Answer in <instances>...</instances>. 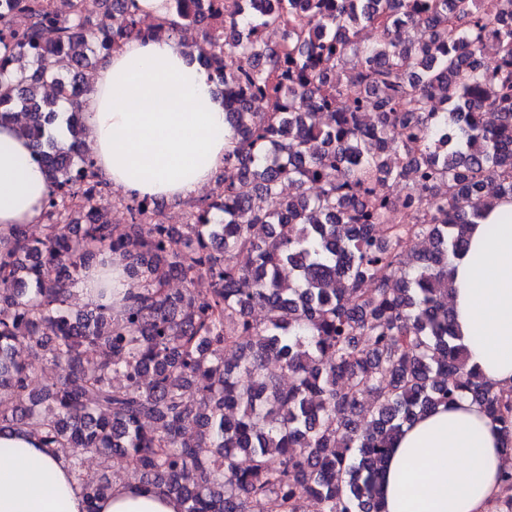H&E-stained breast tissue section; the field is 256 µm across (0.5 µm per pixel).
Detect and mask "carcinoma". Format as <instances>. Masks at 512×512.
<instances>
[{
  "label": "carcinoma",
  "instance_id": "1",
  "mask_svg": "<svg viewBox=\"0 0 512 512\" xmlns=\"http://www.w3.org/2000/svg\"><path fill=\"white\" fill-rule=\"evenodd\" d=\"M65 2L0 4V126L15 122L6 103L29 113L22 131L52 187L42 239L0 228V436L30 433L63 455L88 512L112 486L84 473L86 454L126 457L132 480L182 512H303L307 499L380 512L396 436L463 395L511 453L512 388L468 365L442 299L486 199L512 198V0H171L148 31L138 0H99L94 18ZM407 27L420 33L410 44ZM190 28L234 144L218 199L165 224L129 197L120 236L79 223L101 184L88 182L84 96L46 97L40 67L7 79L10 64L36 50L56 58L58 84L86 87L95 47ZM286 182L318 193L285 198ZM420 235L431 250L400 268L403 241ZM108 257L131 280L123 310L72 312L74 272ZM171 277L185 288L169 292ZM20 345L55 368L50 384ZM270 357L291 385L266 370Z\"/></svg>",
  "mask_w": 512,
  "mask_h": 512
}]
</instances>
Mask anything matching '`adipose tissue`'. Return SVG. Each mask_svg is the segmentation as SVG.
<instances>
[{
	"instance_id": "obj_1",
	"label": "adipose tissue",
	"mask_w": 512,
	"mask_h": 512,
	"mask_svg": "<svg viewBox=\"0 0 512 512\" xmlns=\"http://www.w3.org/2000/svg\"><path fill=\"white\" fill-rule=\"evenodd\" d=\"M96 168L124 195L184 198L207 185L228 147L224 104L208 71L177 39L130 41L95 74L85 96ZM50 186L27 141L0 127V227L38 224ZM450 298L468 363L512 386V199L497 201L451 262ZM501 435L462 398L405 427L384 466L383 512H487L508 466ZM99 512H180L162 490L120 481ZM0 512H86L61 455L36 437H0Z\"/></svg>"
}]
</instances>
